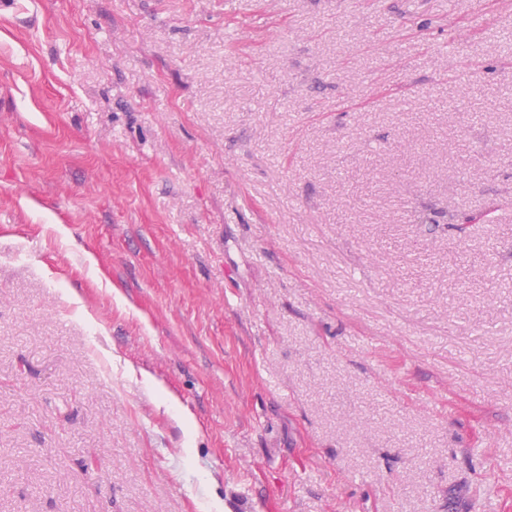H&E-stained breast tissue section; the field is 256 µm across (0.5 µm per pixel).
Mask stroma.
<instances>
[{
    "label": "stroma",
    "mask_w": 512,
    "mask_h": 512,
    "mask_svg": "<svg viewBox=\"0 0 512 512\" xmlns=\"http://www.w3.org/2000/svg\"><path fill=\"white\" fill-rule=\"evenodd\" d=\"M510 31L0 14V512H512Z\"/></svg>",
    "instance_id": "35a3bbf8"
}]
</instances>
